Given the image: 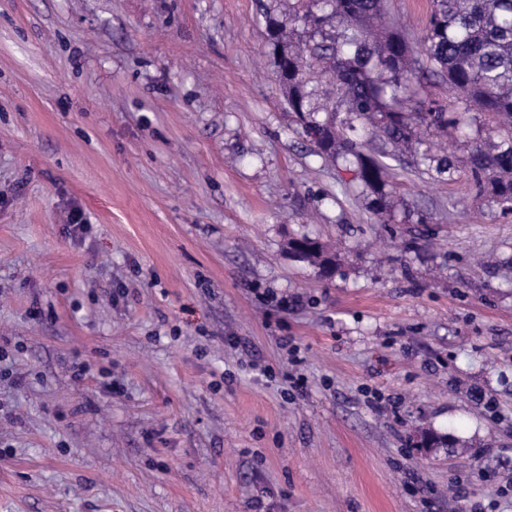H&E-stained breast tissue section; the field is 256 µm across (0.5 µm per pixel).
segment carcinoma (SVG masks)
<instances>
[{
    "mask_svg": "<svg viewBox=\"0 0 512 512\" xmlns=\"http://www.w3.org/2000/svg\"><path fill=\"white\" fill-rule=\"evenodd\" d=\"M276 27L284 105L323 162L351 172L368 208L391 211L386 159L403 155L438 176L458 160L436 137L474 128L466 162L475 196L512 215V0H431L417 43L383 22V0H258ZM445 77L458 107L431 98L417 70ZM298 260L322 274L336 255L307 234Z\"/></svg>",
    "mask_w": 512,
    "mask_h": 512,
    "instance_id": "obj_1",
    "label": "carcinoma"
}]
</instances>
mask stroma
Listing matches in <instances>:
<instances>
[{
    "mask_svg": "<svg viewBox=\"0 0 512 512\" xmlns=\"http://www.w3.org/2000/svg\"><path fill=\"white\" fill-rule=\"evenodd\" d=\"M392 181L314 154L257 0H0V512H512V218ZM296 241H302L306 244V248L299 255L298 260L314 266L320 274H324L328 268H333L335 271L337 266L336 255L327 250L321 242L307 234H302L288 242L289 251Z\"/></svg>",
    "mask_w": 512,
    "mask_h": 512,
    "instance_id": "stroma-1",
    "label": "stroma"
}]
</instances>
